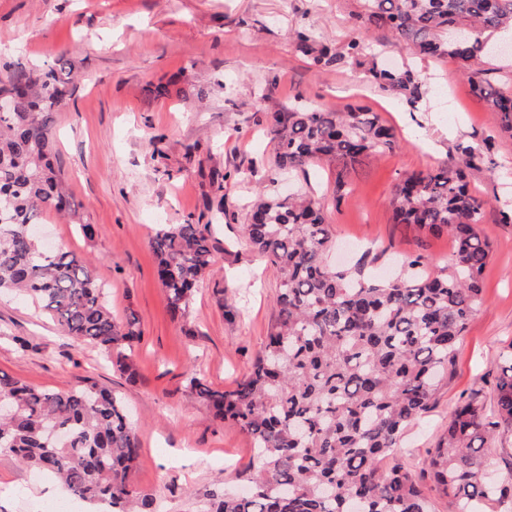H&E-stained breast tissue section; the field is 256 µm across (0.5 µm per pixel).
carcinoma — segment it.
Instances as JSON below:
<instances>
[{"mask_svg":"<svg viewBox=\"0 0 512 512\" xmlns=\"http://www.w3.org/2000/svg\"><path fill=\"white\" fill-rule=\"evenodd\" d=\"M353 36L341 46L295 32L298 52L323 69L338 61L368 66L370 81L415 104L426 94L409 65L366 62V36L390 34L392 46L422 58H451L486 108L512 137V91L473 68L486 35L512 26V0H361ZM74 64L61 53L47 67L0 62V94L15 98L0 112V294L34 300L67 335L97 347L112 365L134 374L128 354L139 333L112 318L107 291L85 258L42 247L33 228L42 215L64 217L87 237L80 204L67 191L54 154V118L73 86ZM273 142L270 188L251 205L243 236L279 279L278 315L252 369L230 392L193 376L194 398L213 418L253 440L255 462L242 494H207L198 512H429L412 466L396 455L404 431L427 415L451 373L456 346L483 300L490 244L479 230L487 202L467 182L475 152L461 148L443 165L406 172L390 204L397 223L453 242V260L434 271L423 255L388 279L334 267L331 225L312 195L281 196L276 175L318 162L340 166L336 183L363 160L397 144L377 112H329L290 104L262 113ZM167 311L188 321L195 292L211 266L209 224H176L150 242ZM13 411L0 420V453L59 478L80 499L110 512H156L155 501L129 481L141 448L123 401L91 377L63 389H40L0 373V400ZM55 424L67 442H50ZM502 430L512 431V344L502 352L493 406L475 393L460 401L421 470L454 512L512 503V463L505 484L483 478L481 458Z\"/></svg>","mask_w":512,"mask_h":512,"instance_id":"carcinoma-1","label":"carcinoma"}]
</instances>
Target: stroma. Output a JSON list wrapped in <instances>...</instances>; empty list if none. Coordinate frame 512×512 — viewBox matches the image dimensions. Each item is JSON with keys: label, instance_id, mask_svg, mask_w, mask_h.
<instances>
[{"label": "stroma", "instance_id": "35a3bbf8", "mask_svg": "<svg viewBox=\"0 0 512 512\" xmlns=\"http://www.w3.org/2000/svg\"><path fill=\"white\" fill-rule=\"evenodd\" d=\"M359 0H0V60L24 65L68 53L74 91L54 115L56 158L69 190L95 228L47 214L49 241L91 262L108 288L119 321L135 319L132 347L137 378L126 380L92 345L68 336L30 299L0 295V372L43 389L90 376L112 387L133 415L140 463L132 487L156 499L161 512H194L198 496L236 489L253 460L250 438L213 420L191 395V376L234 389L246 376L277 316L279 282L245 242L248 201L272 167L270 139L258 110H275L303 94L337 112H378L399 142L357 167L337 190L338 167L296 172L282 193L309 186L349 265L372 258L365 271L386 272L422 254L449 263L448 236L395 223L390 198L398 176L447 161L457 146L480 153L467 172L473 192L487 200L479 229L491 244L483 272V301L457 346L448 382L434 409L402 437L400 456L424 459L460 397L479 394L492 405L500 353L512 343V223L501 221L512 202V136L487 111L452 59L419 60L372 31L371 54L410 64L429 88L418 104L370 85L362 72L338 64L319 71L295 49L293 33L307 27L336 45L350 35ZM166 86L154 98L150 88ZM204 100H196L198 90ZM250 169L249 181L235 178ZM225 175L223 189L211 182ZM224 194V217L211 224V274L194 296L188 324L171 320L150 247L160 229L209 222V205ZM102 512L69 497L55 479L0 454V512Z\"/></svg>", "mask_w": 512, "mask_h": 512}]
</instances>
